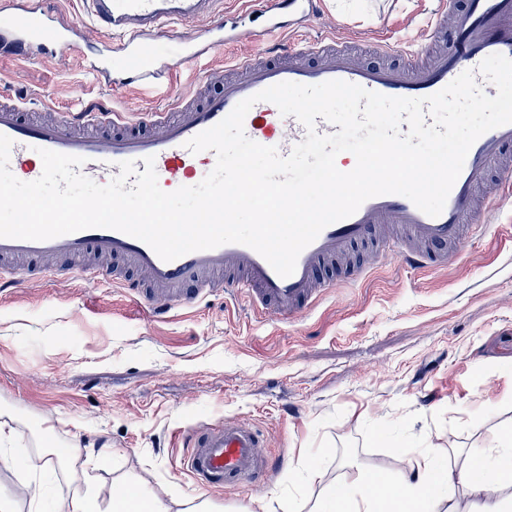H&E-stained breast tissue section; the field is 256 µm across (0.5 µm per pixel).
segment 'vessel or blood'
I'll list each match as a JSON object with an SVG mask.
<instances>
[{"mask_svg": "<svg viewBox=\"0 0 512 512\" xmlns=\"http://www.w3.org/2000/svg\"><path fill=\"white\" fill-rule=\"evenodd\" d=\"M217 0H88L95 28L123 37L120 66L139 83L161 77L155 63L158 42L167 23L189 24L215 14ZM452 28H445V16ZM74 26L46 13L0 0V56L19 60L33 51L54 55L70 46ZM269 44L261 52L235 56L228 69H211L193 95L175 96L169 111L130 117L100 105L77 112H55L52 119L27 121L23 97L0 93V134L12 141L9 168L20 180L37 179L43 170L40 150L84 158L82 173L95 182L111 180L120 162L134 161L144 170L153 157L158 184L171 192L195 183L200 169L214 168L216 155L191 153L186 143L215 126L237 103L285 81L316 85L343 80L391 97L432 95L467 70H477L489 55L512 58V0H448L432 14L424 35L413 43L384 37L372 42V53L391 57V64L356 62L350 45L335 31L309 38L270 16L264 32ZM248 138L289 155L306 129L295 117H284L270 102L256 103L244 121ZM512 124L492 129L470 148L445 207L432 217L408 198L380 195L365 201L352 216L325 227L299 255L294 273L279 276L252 248L238 243L162 260L146 243L106 228H89L48 240L0 237V288L17 287L16 260L64 258L82 261V275L99 282H118L156 316L197 304L220 292L248 303L255 315L277 314L291 320L315 307L324 293L363 280L371 265L346 266L337 278L324 274L327 263L349 251L372 247L374 256L394 253L413 269L448 264L462 251L472 230L486 233L497 209L496 193L512 192ZM495 195L477 203L482 189ZM184 466L197 486L211 490L255 488L282 467V458L265 451L266 440L243 420L200 425L183 434Z\"/></svg>", "mask_w": 512, "mask_h": 512, "instance_id": "1", "label": "vessel or blood"}]
</instances>
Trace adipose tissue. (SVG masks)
<instances>
[{"instance_id":"ef3b65f1","label":"adipose tissue","mask_w":512,"mask_h":512,"mask_svg":"<svg viewBox=\"0 0 512 512\" xmlns=\"http://www.w3.org/2000/svg\"><path fill=\"white\" fill-rule=\"evenodd\" d=\"M82 487L74 494L44 503L40 493L30 496L31 512H171L158 493L133 485L130 495L112 496L101 503L96 480L83 473ZM463 485L476 492L493 493L483 512H512V427L498 430L477 458L459 468L440 467L437 459L423 451L408 468L390 478L377 470H359L346 494L324 492L312 512H470L452 505L448 490Z\"/></svg>"}]
</instances>
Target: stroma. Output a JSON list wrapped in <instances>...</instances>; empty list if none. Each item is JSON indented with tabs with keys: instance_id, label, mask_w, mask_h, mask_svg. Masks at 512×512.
<instances>
[{
	"instance_id": "stroma-1",
	"label": "stroma",
	"mask_w": 512,
	"mask_h": 512,
	"mask_svg": "<svg viewBox=\"0 0 512 512\" xmlns=\"http://www.w3.org/2000/svg\"><path fill=\"white\" fill-rule=\"evenodd\" d=\"M90 34L76 52L24 61L0 58V91L36 106L78 110L104 103L135 116L192 94L200 71L256 39L183 59L159 44L160 84H125L113 95L94 71L113 52L92 31L86 0H57ZM436 0H321L305 33L334 29L371 40L421 36ZM492 237H472L448 266L413 270L386 257L365 280L334 288L313 311L286 321L256 317L243 298L212 296L153 320L120 286L80 277L27 281L0 293V423L16 428L19 464L0 468V490L28 512L31 492L51 499L80 485L82 461L47 468L51 451L112 448L94 475L102 500L126 476L168 498L210 499L223 512L251 501L271 512H310L322 488L343 487L357 469L395 475L423 450L456 466L457 449L490 444L512 425V197L498 208ZM245 419L267 436L268 454L288 465L312 458L323 479L288 482L278 471L262 487L205 491L183 467L188 427Z\"/></svg>"
}]
</instances>
